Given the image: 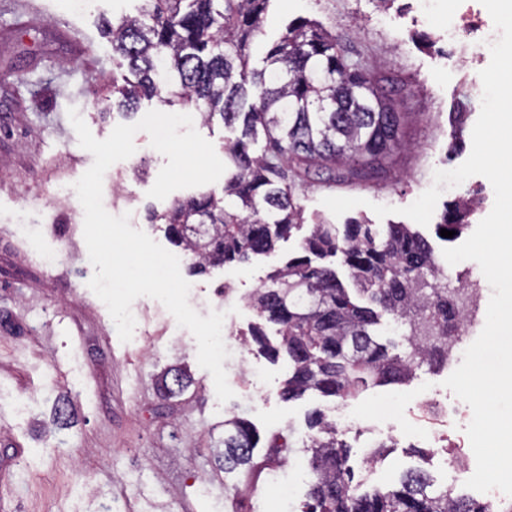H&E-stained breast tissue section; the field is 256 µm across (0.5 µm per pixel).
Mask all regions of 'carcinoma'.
<instances>
[{"instance_id":"1","label":"carcinoma","mask_w":512,"mask_h":512,"mask_svg":"<svg viewBox=\"0 0 512 512\" xmlns=\"http://www.w3.org/2000/svg\"><path fill=\"white\" fill-rule=\"evenodd\" d=\"M270 0H145L138 17L107 24L112 57L132 78L112 83V104L127 117L143 99L195 109L237 135L224 141V196L201 192L176 201L151 224L191 259L188 270L245 263L266 255L302 226V207L285 168L307 178L363 181L388 173L406 146L409 113L399 109L406 89L379 83L372 68L353 59L339 40L310 20H298L273 44L263 67H249V42L262 34ZM474 210L461 200L437 229L460 231ZM302 254L250 296L280 342L261 326L253 342L292 364L282 396L308 391L347 400L369 386L402 384L412 370L448 362V337L459 322L455 296L438 286L440 268L427 240L405 224L379 229L359 219L318 223ZM334 257L352 281L313 263ZM387 314L402 323L404 351L383 343L376 326ZM181 367L167 370L157 389L164 397L189 386ZM224 449L215 463L224 474L251 470L259 436L244 418L224 420ZM313 479L305 512H486L453 488L409 471L386 490L360 491L336 425L321 411L309 418Z\"/></svg>"}]
</instances>
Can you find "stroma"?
Instances as JSON below:
<instances>
[{"label": "stroma", "mask_w": 512, "mask_h": 512, "mask_svg": "<svg viewBox=\"0 0 512 512\" xmlns=\"http://www.w3.org/2000/svg\"><path fill=\"white\" fill-rule=\"evenodd\" d=\"M29 2L0 0V512H233L230 487L245 479L216 470L213 451L222 445L225 418L235 413L257 428L259 450L278 434L289 436L292 448L280 469L288 474L289 512H299L307 490V419L317 409L331 413L337 403L314 393L281 398L290 364L284 356L274 362L259 354L251 336L258 318L247 301L270 273L299 255L303 232L278 242L271 255L190 279L188 300L201 316L229 305L237 309L243 358L224 365L233 399L218 401L212 375L198 364L194 336L158 300L133 302V335L121 342L106 305L88 286L84 217L53 199L52 186L61 178L78 180L93 163L78 143L69 108L99 139L124 121L115 111L99 115L113 80L127 73L112 59L102 22L138 15L143 0H95L83 11L72 9L70 0H38L36 10ZM481 8L480 0H433L427 12L416 0H396L389 10L377 0H270L263 33L250 46L252 67H262L291 20L307 18L339 36L377 75L403 85L402 109L414 115L410 147L388 175L360 183L329 185L315 176L297 183L306 223L334 222L322 203L327 196L362 198L349 217L406 223L400 208L432 186L435 171L466 161L481 110L483 64L461 43H448L445 29L449 11L466 15ZM134 144L135 153L105 173L103 205L112 215L129 214L133 228L163 245L167 239L159 225L147 222L148 210L165 211L193 191L148 197L168 159L147 132H137ZM461 197L477 202L464 235L493 208V187L480 175L442 193L431 225L419 229L441 266L448 243L436 224L445 204ZM376 204L393 207V214L378 218ZM31 208L39 211L38 224L25 235L19 225ZM175 364L187 368L193 384L166 399L156 382ZM457 366L452 359L436 370L419 367L411 382L369 387L344 407L370 424L392 394L411 395L418 384L446 396L443 382ZM63 394L78 414L71 427L59 429L52 415ZM448 431L449 449L403 440L373 467L361 461L369 434L350 432L343 439L367 488L398 483L412 468L427 470L440 485L443 458L455 459L456 470L468 477L476 468L472 449L456 445L462 430L452 423ZM202 480L209 496L195 492Z\"/></svg>", "instance_id": "1"}]
</instances>
